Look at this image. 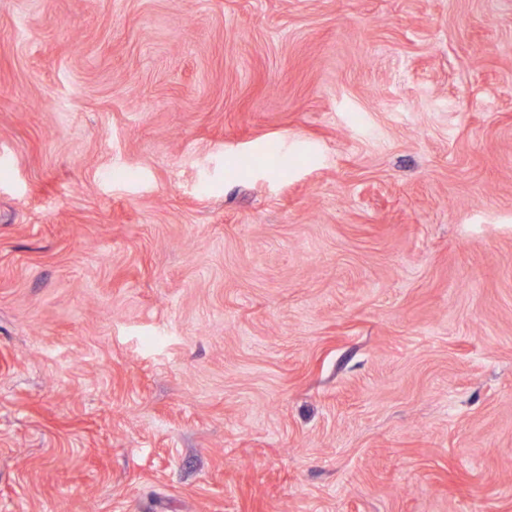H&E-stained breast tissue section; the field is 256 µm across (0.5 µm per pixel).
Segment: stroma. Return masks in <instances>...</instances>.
<instances>
[{
  "label": "stroma",
  "instance_id": "stroma-1",
  "mask_svg": "<svg viewBox=\"0 0 512 512\" xmlns=\"http://www.w3.org/2000/svg\"><path fill=\"white\" fill-rule=\"evenodd\" d=\"M0 512H512V0H0Z\"/></svg>",
  "mask_w": 512,
  "mask_h": 512
}]
</instances>
